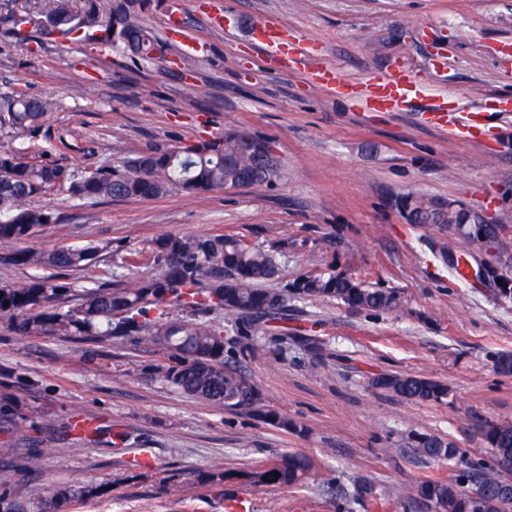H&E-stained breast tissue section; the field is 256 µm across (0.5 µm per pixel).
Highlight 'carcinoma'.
<instances>
[{
  "label": "carcinoma",
  "instance_id": "1",
  "mask_svg": "<svg viewBox=\"0 0 512 512\" xmlns=\"http://www.w3.org/2000/svg\"><path fill=\"white\" fill-rule=\"evenodd\" d=\"M42 10L0 12V31L17 42L39 45L48 37L115 46L142 60L165 59L167 45L140 19L145 0H48ZM55 103L45 97L13 89L0 91V131L22 130L33 136L43 128ZM25 150L0 152V260L16 267L82 269L93 264L97 249L66 248L43 251L23 247L36 229L55 224L58 217L30 201L55 188L56 177L66 176L62 191L79 201L152 200L176 191L207 194L245 185L268 186L281 173L273 142L238 129L224 130L220 138L198 137L172 147H149L115 164L89 169L76 178L55 161H27ZM412 195L407 220L442 230L452 229L475 245L480 240L499 245L496 262L512 276V249L501 243L512 217L502 214L474 225L467 210L455 223L427 205L431 198ZM478 229L482 239L471 237ZM154 253L164 270L135 287L100 286L87 291L71 309L51 312L44 307L60 302L69 287L52 277H34L0 286V316L8 318L21 336L47 333L79 334L108 340L119 336H146L169 352V363L159 367L167 382L183 393L210 404L244 411L279 428L293 423L265 404L262 392L229 364L233 357L252 351L251 336L264 323L281 324L284 335L321 349L315 338L321 323L288 327V296L335 299L351 309L389 311L399 304L392 290L370 288L345 274L307 276L292 288L270 291L260 284L277 276L272 253L250 247L227 235L195 237L164 235ZM178 303L202 314L222 312L234 321L236 337L205 319L169 320L166 307ZM372 386L417 403H440L448 386L413 374H380ZM489 459L475 461L452 440L416 434L413 447L422 457L454 463L455 477L416 483L408 500L411 512H509L512 508V421L499 420L483 428ZM16 448L4 449L0 462V512H23L10 496L11 460ZM312 468L309 457L288 453L249 474L255 484L273 486L301 482ZM279 473L275 478L273 473Z\"/></svg>",
  "mask_w": 512,
  "mask_h": 512
}]
</instances>
